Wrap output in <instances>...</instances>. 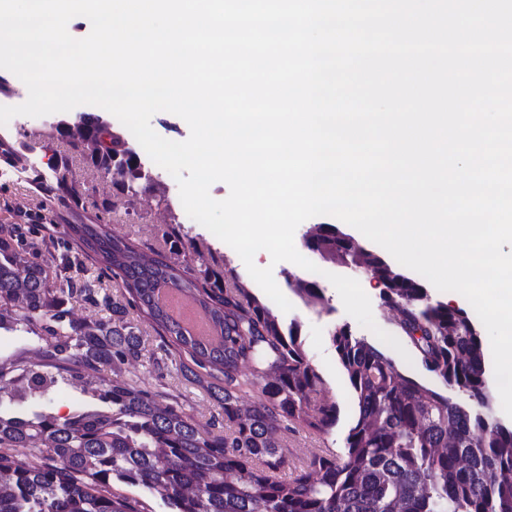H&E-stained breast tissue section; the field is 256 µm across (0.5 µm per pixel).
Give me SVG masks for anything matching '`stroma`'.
<instances>
[{
    "instance_id": "1",
    "label": "stroma",
    "mask_w": 512,
    "mask_h": 512,
    "mask_svg": "<svg viewBox=\"0 0 512 512\" xmlns=\"http://www.w3.org/2000/svg\"><path fill=\"white\" fill-rule=\"evenodd\" d=\"M54 120V115L49 114L31 118L29 126L23 128L0 126V137L6 139L9 148L20 151L22 160L29 163L20 175L10 168L0 172V224L21 222L40 236L51 228L59 237L64 236L71 224H104L113 235L136 246L141 256L153 260L167 254L168 245L163 233L169 225L178 224L184 234L199 244V252L191 253L189 258L195 269L210 266L220 257L224 260L227 275L238 278L247 288H255L256 283L239 255L186 214L179 198L178 184L165 169L149 156H142V165L150 172V179L138 180L133 193H122L81 156L70 155L66 139L53 127ZM34 130L39 132L41 142L32 149L28 139ZM65 158L72 160L78 173L75 189L69 193L58 189L55 177L57 162ZM254 262L261 268L272 267L276 284L292 304L290 312H279L278 317L286 324L298 323L305 349L323 373L330 394L341 409L340 420L330 433L306 427L279 432V446L288 461L280 475L288 479L312 455L338 452L343 447L351 396L336 353L330 346L332 331L346 325L368 341H375L376 336L346 313L337 290L328 279L332 273L350 275V268L324 264L325 275L318 284L325 301L313 305L289 289L286 282L288 275L300 274L299 266L286 261L272 263L269 253L263 250L255 254ZM129 316L139 323L145 356L121 365L116 373L129 383L157 394L159 403L178 404L197 423L223 430L224 412L207 388L181 374L178 355L163 351L160 337L147 320L140 318L137 310H130ZM41 334L36 325L13 331L0 329V366L24 368L36 365L50 369ZM90 400V391L84 390L82 385L61 380L47 395L31 401L30 406L55 414L73 410L79 403Z\"/></svg>"
}]
</instances>
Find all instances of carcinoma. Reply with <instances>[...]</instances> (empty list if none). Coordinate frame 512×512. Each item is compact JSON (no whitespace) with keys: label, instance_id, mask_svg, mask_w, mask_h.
<instances>
[{"label":"carcinoma","instance_id":"1","mask_svg":"<svg viewBox=\"0 0 512 512\" xmlns=\"http://www.w3.org/2000/svg\"><path fill=\"white\" fill-rule=\"evenodd\" d=\"M99 142L89 162L125 190L135 176L112 165L126 145L112 131L86 127ZM304 243L326 262L352 259L358 247L334 224ZM77 247L104 264L129 294L122 303L78 274L67 260L50 274L38 260V242L0 224V329L38 324L46 355L58 372L0 368L16 387L13 405L0 409V512H141L140 500L113 485L157 492L172 512H512V426L497 423L486 402L489 379L486 336L469 311L432 298L417 278L402 279L379 255L367 252L371 274L382 282V304L396 313L395 331L425 374L468 396L463 406L406 375L383 351L342 326L330 342L347 379L353 415L342 451L315 455L290 480L276 473L286 459L274 435L309 427H336L340 408L300 340L295 322L284 325L238 280L206 268L157 259L149 266L129 241L104 224H71ZM170 252L190 248L180 230L167 234ZM172 282L210 315L217 335L185 334L154 300ZM288 286L309 303H324L315 281L288 275ZM101 308L88 322L71 317L73 299ZM135 308L165 346L188 356L182 374L208 381L224 409V432L215 433L177 404L161 407L156 394L119 375L92 389L105 409H77L66 416L28 411L26 402L58 379L81 380L88 371L119 367L144 357L140 328L128 318ZM249 368L244 376L241 368ZM263 400L243 410L242 392ZM31 448L40 462L8 452Z\"/></svg>","mask_w":512,"mask_h":512}]
</instances>
